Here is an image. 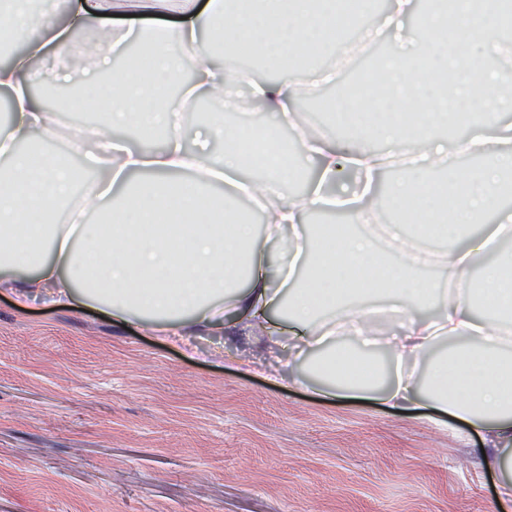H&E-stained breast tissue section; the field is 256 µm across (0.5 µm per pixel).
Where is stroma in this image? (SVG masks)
Instances as JSON below:
<instances>
[{
  "label": "stroma",
  "mask_w": 512,
  "mask_h": 512,
  "mask_svg": "<svg viewBox=\"0 0 512 512\" xmlns=\"http://www.w3.org/2000/svg\"><path fill=\"white\" fill-rule=\"evenodd\" d=\"M27 276L0 270V512H498L464 422L279 385L291 353L262 338L18 307Z\"/></svg>",
  "instance_id": "stroma-1"
}]
</instances>
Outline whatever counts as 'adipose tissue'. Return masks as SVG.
Segmentation results:
<instances>
[{
  "mask_svg": "<svg viewBox=\"0 0 512 512\" xmlns=\"http://www.w3.org/2000/svg\"><path fill=\"white\" fill-rule=\"evenodd\" d=\"M338 0H68L57 18L53 0H0V31L26 48L0 66V90L10 97V137L26 150L9 153L0 169V234L13 247L0 267L30 268L34 274L15 289L19 302L50 290L62 307L78 304L106 310L120 322H136L143 332L185 340L193 330L212 336L234 332L284 340L298 351L316 347L314 391L329 396L379 399L408 411L421 406L452 415L485 439L489 470L499 471L497 500L512 504V215L500 213L512 195L504 172H512V122L492 135L458 143L461 154H477L481 165L457 171L453 159L430 143L411 153V162L390 186L392 214L387 235L346 231L336 245L321 240L283 244L284 229H299L310 213L350 211L367 224L377 199V183L387 168L373 144H400L422 138L438 123L456 120L472 104L483 117L512 112V93L498 61L512 58V41L499 34L505 12L499 0H463L460 23L449 29L445 8L424 19L426 38L403 48L375 69L364 94L345 86L344 111L332 123L338 135L301 136L295 154L266 152L255 159L256 142L275 138L272 129L206 122L197 148L186 147L185 116L204 98H217L248 85L252 95L282 121L296 124L301 89L295 79L312 57L335 51ZM175 14L178 28L156 31L153 67L136 70L125 59L119 76L86 90L103 114L91 125L89 165L104 177L79 182L74 167L41 148L54 114L38 101V85L66 82L73 72L75 29L88 26L92 13ZM452 30V40L441 34ZM247 41L277 81L233 74L216 53L232 58ZM191 65L195 80L178 97L162 100L155 90L180 79ZM150 126L164 146L145 153L130 147L128 131ZM40 154L32 165V154ZM313 161L317 178L302 197H285L299 162ZM445 171L458 196L448 206L431 177ZM247 169L257 178L239 181ZM359 177L352 195H328L338 172ZM224 184V196L215 185ZM259 201L265 236L241 217V197ZM108 201L102 220L85 223L86 209ZM500 221H492V214ZM493 255L481 275L470 276L474 261ZM436 262L444 283L416 272ZM389 295L397 304L392 319L400 334L385 344L395 364L423 359L439 337L453 350L435 360L428 380L396 371L388 375L367 358L377 340L368 299ZM287 303L293 329L274 318ZM436 305L438 315L417 320L413 311ZM339 335L357 346L333 345Z\"/></svg>",
  "mask_w": 512,
  "mask_h": 512,
  "instance_id": "obj_1",
  "label": "adipose tissue"
}]
</instances>
